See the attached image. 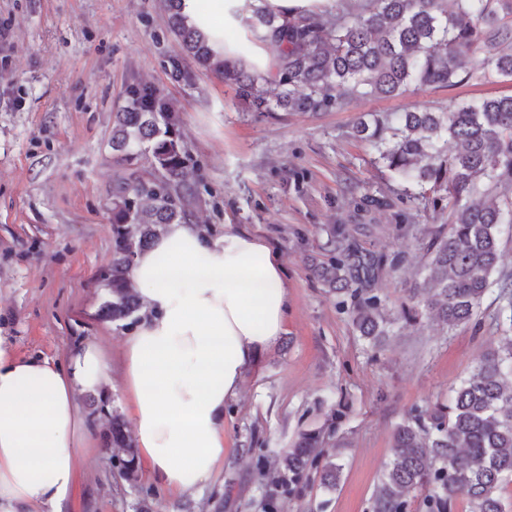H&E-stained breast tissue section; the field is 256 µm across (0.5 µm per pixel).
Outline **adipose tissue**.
<instances>
[{
  "label": "adipose tissue",
  "instance_id": "1",
  "mask_svg": "<svg viewBox=\"0 0 512 512\" xmlns=\"http://www.w3.org/2000/svg\"><path fill=\"white\" fill-rule=\"evenodd\" d=\"M146 318L123 345V388L149 481L194 493L224 459V403L247 367L287 332L281 255L225 226L211 240L170 224L135 258ZM110 358L94 342L64 363L20 358L0 338V512H67L95 443L77 398L106 395Z\"/></svg>",
  "mask_w": 512,
  "mask_h": 512
}]
</instances>
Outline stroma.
I'll list each match as a JSON object with an SVG mask.
<instances>
[{
	"mask_svg": "<svg viewBox=\"0 0 512 512\" xmlns=\"http://www.w3.org/2000/svg\"><path fill=\"white\" fill-rule=\"evenodd\" d=\"M134 82L160 88L179 112L199 189L193 223L212 238L228 224L262 237L282 256L290 296L288 331L226 404L224 461L192 496L143 476L129 483L100 446L111 414L131 419L121 356L132 327L101 316L108 293L95 279L112 262V115ZM510 93V81H473L316 115L249 112L180 53L161 0H0V336L19 356L61 363L92 341L112 359L111 398L79 397L99 446L81 461L69 512H373L395 428L448 402L498 347L503 310L492 291L466 324L403 319L424 277L427 232L445 217L398 194L351 128L371 112ZM365 193L391 204L361 214L353 199ZM335 224L366 250L404 255L377 285L392 322L384 346L360 336L312 275ZM314 428L342 466L336 489L314 473L285 489L260 476Z\"/></svg>",
	"mask_w": 512,
	"mask_h": 512,
	"instance_id": "stroma-1",
	"label": "stroma"
}]
</instances>
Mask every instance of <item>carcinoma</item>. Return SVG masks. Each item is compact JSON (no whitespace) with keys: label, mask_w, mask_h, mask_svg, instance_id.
<instances>
[{"label":"carcinoma","mask_w":512,"mask_h":512,"mask_svg":"<svg viewBox=\"0 0 512 512\" xmlns=\"http://www.w3.org/2000/svg\"><path fill=\"white\" fill-rule=\"evenodd\" d=\"M169 28L182 52L214 73L251 112H326L356 96L393 97L410 88H449L471 80H512V0H339L329 10L254 7L243 36L215 57L205 35L186 25L181 0H167ZM267 52L259 71L256 49ZM355 135L413 201L448 213L425 245L427 275L414 289L418 306L453 327L467 323L492 285L512 321V271L501 248L512 224V94L460 104L453 111L414 107L360 121ZM454 144V150L448 144ZM112 263L98 274L109 298L102 314L139 320L141 297L130 284L136 255L168 224L191 221L198 198L189 153L172 101L133 84L114 113ZM403 256L369 252L344 227L330 231V255L312 273L340 297L361 336L389 335L375 284ZM104 447L112 467L136 479L138 462L124 421L111 417ZM325 433H302L280 460L278 478L300 482L309 468L334 490L341 466L325 458ZM512 481V336L486 354L449 403L415 410L393 436L392 457L375 512H408L405 494L428 491L426 512H451L465 496L472 512H512L497 495Z\"/></svg>","instance_id":"obj_1"}]
</instances>
